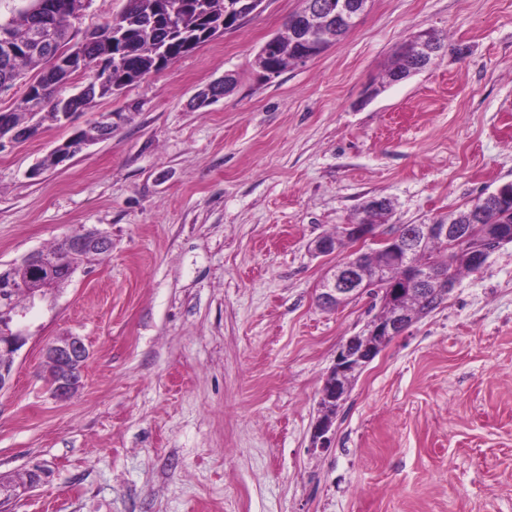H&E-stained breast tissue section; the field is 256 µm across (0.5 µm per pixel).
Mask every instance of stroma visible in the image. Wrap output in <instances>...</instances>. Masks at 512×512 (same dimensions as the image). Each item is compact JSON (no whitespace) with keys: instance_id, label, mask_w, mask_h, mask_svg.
<instances>
[{"instance_id":"obj_1","label":"stroma","mask_w":512,"mask_h":512,"mask_svg":"<svg viewBox=\"0 0 512 512\" xmlns=\"http://www.w3.org/2000/svg\"><path fill=\"white\" fill-rule=\"evenodd\" d=\"M302 0H264L71 126L0 151V262L95 227L112 238L23 320L0 392L10 512H512V243L364 369L330 447L311 445L323 376L378 313L315 300L311 251L373 196L426 224L512 182V0H372L321 55L260 78ZM445 35L387 82L397 47ZM233 74L223 99L195 96ZM377 88L368 96L369 88ZM129 118L36 178L103 112ZM83 338L84 386L51 398L43 348ZM410 47L415 48V61L416 67L409 72H404L396 76L392 82H399L403 79L418 73L429 67L437 56H433L431 61L427 64V60L439 51V43L437 36L431 30H422L416 33L413 38L407 42L402 43L396 50L397 55H405L409 52Z\"/></svg>"}]
</instances>
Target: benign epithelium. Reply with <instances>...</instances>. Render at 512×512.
Masks as SVG:
<instances>
[{
  "label": "benign epithelium",
  "instance_id": "7a95c632",
  "mask_svg": "<svg viewBox=\"0 0 512 512\" xmlns=\"http://www.w3.org/2000/svg\"><path fill=\"white\" fill-rule=\"evenodd\" d=\"M371 0H329V15L325 22L319 21L322 4L317 0H304L303 8L294 17L295 50L290 65L297 66L322 54L329 43L325 37L330 30L346 32L356 25L367 12ZM97 40V31L86 34L80 44L58 51L52 60L53 71L67 76L83 71L84 50ZM277 37L269 38L260 48L258 56L262 64L259 70L268 78L280 74V69L267 64V59L277 49ZM415 48L416 67L396 76L399 82L427 67V60L439 51L437 36L430 30H422L413 38L401 44L396 54L404 55ZM234 82L233 76L213 82L206 89L199 102L208 103L224 97ZM11 113H0V148L4 142L20 143L26 132L14 126ZM128 117L126 112H105L96 122V133L84 140V149L111 136L114 126ZM512 197V182L503 183L485 195L484 203L495 207L508 197ZM389 204L384 197H372L364 201L356 219L342 226V237L321 236L313 242L312 251L317 256H330L339 250L340 240L363 245L370 241L375 249L352 250L349 256L336 263L330 279L319 288L317 301L325 309H335L354 300L382 283L380 278H369L361 273L365 257L383 254L391 262L401 266L404 276L384 286L381 297L383 313L377 315L367 329L348 337L341 344L334 365L324 377L320 391V402L326 406L314 421L312 443L324 447L330 444L335 433L336 413L346 400L350 381L359 374L392 340L402 335L416 317L408 304V296L415 293L426 299L448 296L455 280L448 277V270L438 267L417 268L412 262V254L429 241L441 242L450 247L467 244L472 239L477 243L471 249L472 262L481 269L489 255L504 244L512 243V224L485 223V210L474 209L464 224H451L446 220L434 219L428 224H415L412 231L400 238L382 234L378 225L371 222V214ZM112 251V239L103 231L93 230L82 236H68L63 249L58 253L34 250L24 255L20 261L0 268V392L9 388L15 355L26 342V329L21 319L26 311L16 307L15 298L24 293L28 296L29 307L42 300L47 290L55 287L58 274L63 272L73 276L77 267L70 263L73 256L81 253L105 256ZM46 368V386L52 398L58 402L71 400L83 386V372L89 358V350L84 340L76 335L61 336L43 349Z\"/></svg>",
  "mask_w": 512,
  "mask_h": 512
}]
</instances>
